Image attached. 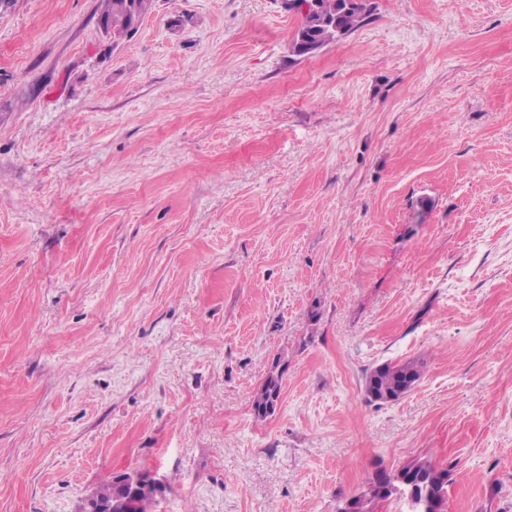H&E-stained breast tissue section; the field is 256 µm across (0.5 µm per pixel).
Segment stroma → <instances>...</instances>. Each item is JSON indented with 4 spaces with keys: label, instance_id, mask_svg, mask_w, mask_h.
Listing matches in <instances>:
<instances>
[{
    "label": "stroma",
    "instance_id": "35a3bbf8",
    "mask_svg": "<svg viewBox=\"0 0 512 512\" xmlns=\"http://www.w3.org/2000/svg\"><path fill=\"white\" fill-rule=\"evenodd\" d=\"M100 10L0 0V512L142 470L154 512H339L414 458L512 512V0H369L310 57L288 0L114 48ZM423 360L407 359L400 362H385L375 367L365 380L366 401L383 405L399 400L410 390L424 373ZM283 371L269 372L262 386L254 393L252 405L258 417H266L274 413L281 394Z\"/></svg>",
    "mask_w": 512,
    "mask_h": 512
}]
</instances>
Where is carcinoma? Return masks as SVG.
Here are the masks:
<instances>
[{
	"instance_id": "carcinoma-1",
	"label": "carcinoma",
	"mask_w": 512,
	"mask_h": 512,
	"mask_svg": "<svg viewBox=\"0 0 512 512\" xmlns=\"http://www.w3.org/2000/svg\"><path fill=\"white\" fill-rule=\"evenodd\" d=\"M321 16L301 17L293 35L292 45L305 40L318 42L334 37L332 25L351 32L361 25L365 8L349 0H319ZM153 0H102L98 24L104 35L112 40V46L132 36L143 18L151 11ZM425 363L418 359L385 362L375 367L365 380L366 401L383 405L399 400L407 394L409 384L418 382L424 373ZM283 372L271 371L262 386L254 393L252 405L255 414L266 417L274 413L281 394ZM448 482V470L436 467L422 458L412 459L398 469L376 474L366 490L351 497L350 512H372L375 502L392 497L398 490L427 495L434 503L440 502L439 493ZM129 496V490L119 478L104 484L96 497L104 503L117 504ZM160 494L152 489L141 490L133 496L137 500L136 512H152L159 503Z\"/></svg>"
}]
</instances>
